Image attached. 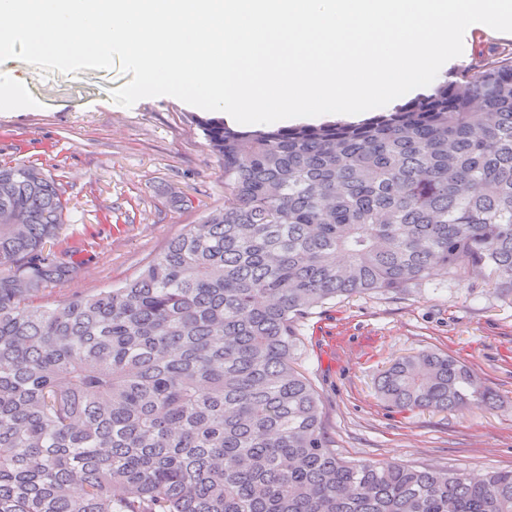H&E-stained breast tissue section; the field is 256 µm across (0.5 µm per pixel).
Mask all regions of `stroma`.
<instances>
[{"instance_id": "stroma-1", "label": "stroma", "mask_w": 512, "mask_h": 512, "mask_svg": "<svg viewBox=\"0 0 512 512\" xmlns=\"http://www.w3.org/2000/svg\"><path fill=\"white\" fill-rule=\"evenodd\" d=\"M10 66L38 104L0 111V161L42 165L67 201L50 248L71 271L36 303L122 286L223 205L224 170L195 123L203 109L166 95L121 106L111 92L130 76L117 66L46 75L18 59ZM173 192L189 207H171ZM425 350L464 360L497 405L402 411L384 402L378 373ZM293 365L319 392L323 431L342 457L473 474L512 469V302L492 281L439 278L328 302L301 322Z\"/></svg>"}]
</instances>
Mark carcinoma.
<instances>
[{
	"instance_id": "obj_1",
	"label": "carcinoma",
	"mask_w": 512,
	"mask_h": 512,
	"mask_svg": "<svg viewBox=\"0 0 512 512\" xmlns=\"http://www.w3.org/2000/svg\"><path fill=\"white\" fill-rule=\"evenodd\" d=\"M224 206L129 282L54 306L60 184L0 163V512H512V469L347 460L292 365L338 298L438 276L512 299V48L361 122L198 118ZM400 410L493 400L437 352L377 378Z\"/></svg>"
}]
</instances>
